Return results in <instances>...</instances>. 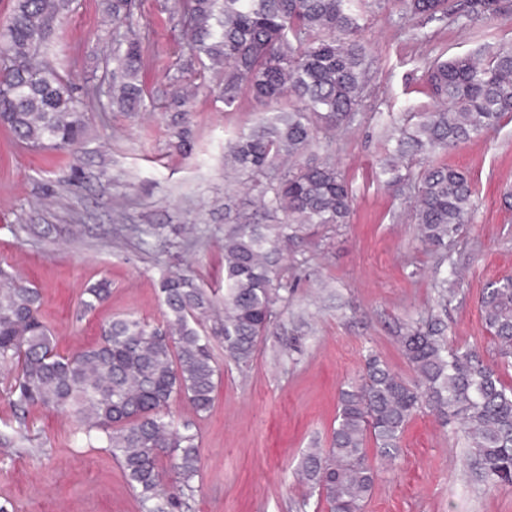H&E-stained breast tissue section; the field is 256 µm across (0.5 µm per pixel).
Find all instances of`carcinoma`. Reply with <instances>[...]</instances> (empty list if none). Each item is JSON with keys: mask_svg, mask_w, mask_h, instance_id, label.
<instances>
[{"mask_svg": "<svg viewBox=\"0 0 512 512\" xmlns=\"http://www.w3.org/2000/svg\"><path fill=\"white\" fill-rule=\"evenodd\" d=\"M67 2L14 0L0 25V125L35 149L71 151L87 132L70 82L42 57ZM404 6L424 21L464 27L512 12L509 0H404ZM104 9L112 20L111 105L143 112L142 17L135 0H105ZM173 17L187 36L186 73L215 83L226 108L243 88L258 106L287 102L225 147L258 207L244 215L224 204V298L214 300L194 277L170 272L159 283L162 323L115 318L96 345L63 356L40 315V289L0 266V366L11 372L5 387L10 403L23 413L33 406L65 413L76 440L119 462L142 507L153 504L148 512L190 508L199 436L191 424L176 423L171 404L183 398L198 417L211 410L219 375L213 341L224 345L225 358L248 364L277 318L280 291L288 289V242L309 226L349 223L348 181L334 161L306 154L318 133L351 122L363 104L366 77L359 0H176ZM425 81L439 106L418 113L413 127L401 132L398 159L381 174L389 185L414 184L418 235L438 252L472 221L470 178L447 163L414 175L401 160L454 147L512 118V42L436 58ZM197 88L182 84L169 103L183 146ZM110 293L106 280L90 284L82 310H95ZM480 310L503 368L512 366V277L487 288ZM444 332L432 314L398 336L412 381L370 355L360 379L341 390L330 446L308 449L300 470L329 512H362L377 477L368 441L382 457H394L406 426L425 410L459 421L485 483L512 485V384L477 350L451 347ZM168 469L182 479L177 493L164 488Z\"/></svg>", "mask_w": 512, "mask_h": 512, "instance_id": "carcinoma-1", "label": "carcinoma"}]
</instances>
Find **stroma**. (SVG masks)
Returning a JSON list of instances; mask_svg holds the SVG:
<instances>
[{
  "mask_svg": "<svg viewBox=\"0 0 512 512\" xmlns=\"http://www.w3.org/2000/svg\"><path fill=\"white\" fill-rule=\"evenodd\" d=\"M167 2L140 4L141 78L155 97L148 111H113L104 93L85 97L89 86L109 85L112 23L102 0H72L48 54L83 97L85 138L69 155L22 145L0 127V263L40 288L63 355L96 344L112 318L161 321L167 271L224 289V144L263 112L244 93L226 110L201 86L192 148L178 149L165 103L184 35ZM362 25L364 106L333 139L312 146L331 154L351 184V220L289 243L280 316L249 366L219 359L210 413L195 417L183 400L172 406L199 434L193 512H317V495L297 476L303 453L329 446L339 390L358 379L366 355L413 379L398 336L428 312L440 314L450 343L496 358L480 300L488 284L512 276V204L504 199L512 192V120L435 156L467 172L476 193L472 223L448 247L460 277L424 248L410 187L386 186L380 163L412 115L436 107L427 63L511 40L512 16L446 26L410 15L403 0H374ZM442 276L444 294L435 286ZM100 278L112 294L83 312L82 292ZM26 419L28 441L0 455V504L13 512H143L109 453L74 445L67 416L32 407ZM370 460L378 477L363 512H512V486L481 482L457 424L431 413L408 424L395 462Z\"/></svg>",
  "mask_w": 512,
  "mask_h": 512,
  "instance_id": "1",
  "label": "stroma"
}]
</instances>
